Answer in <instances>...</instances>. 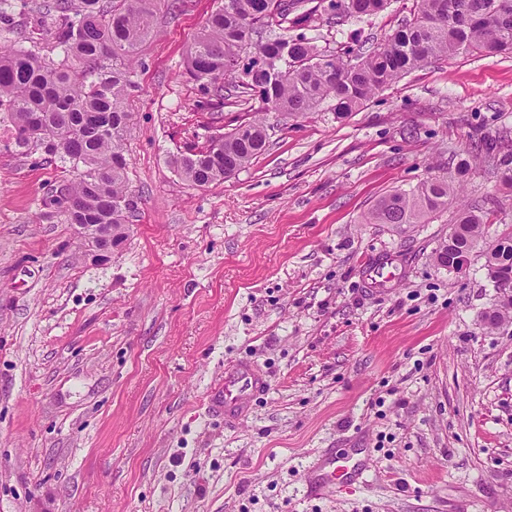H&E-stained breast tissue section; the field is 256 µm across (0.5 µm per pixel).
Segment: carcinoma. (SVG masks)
<instances>
[{"label":"carcinoma","instance_id":"1","mask_svg":"<svg viewBox=\"0 0 512 512\" xmlns=\"http://www.w3.org/2000/svg\"><path fill=\"white\" fill-rule=\"evenodd\" d=\"M220 0L187 52L186 74L201 93L199 106H224L219 80L237 72L238 96L262 103L206 149L173 160L179 177L197 187L220 182L265 151L268 126L260 114L273 109L299 116L333 100L336 117L359 111L403 75L463 52H512V0H415L410 20L367 51L329 54L307 36L326 15L371 16L387 0ZM161 0H45L43 13L55 21L57 58L26 48L0 50V110L10 113L21 148L36 147L76 170L75 181L53 189V203L69 224H127L135 202L127 186L123 140L142 45L155 35ZM34 125L42 134L25 137ZM503 181L512 184V150L488 149ZM457 175L434 174L409 191L383 197L367 224H423L448 207L457 194ZM483 216L463 208L457 228L436 252L437 263L475 244ZM488 277L512 289V233L485 253Z\"/></svg>","mask_w":512,"mask_h":512}]
</instances>
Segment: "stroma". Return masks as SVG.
Returning <instances> with one entry per match:
<instances>
[{
    "mask_svg": "<svg viewBox=\"0 0 512 512\" xmlns=\"http://www.w3.org/2000/svg\"><path fill=\"white\" fill-rule=\"evenodd\" d=\"M40 0H0V47L49 51ZM413 0L320 24L337 52L384 39ZM214 0H166L141 49L124 141L127 237L94 261L51 200L69 163L17 147L0 112V512H512V309L484 254L512 232L486 145L512 137V54L412 71L360 111H271L267 149L197 187L171 161L245 118L198 108L186 52ZM471 169L422 224H368L385 195ZM468 267L439 266L462 205ZM400 280L368 288L364 260ZM267 387L236 421L208 405L227 363ZM357 471L319 498L328 449ZM483 220V216L475 213L474 210L461 209L455 223L457 228L453 236L448 237V240H445L436 252L437 263L440 266L447 267L451 257L475 244L481 236Z\"/></svg>",
    "mask_w": 512,
    "mask_h": 512,
    "instance_id": "1",
    "label": "stroma"
}]
</instances>
